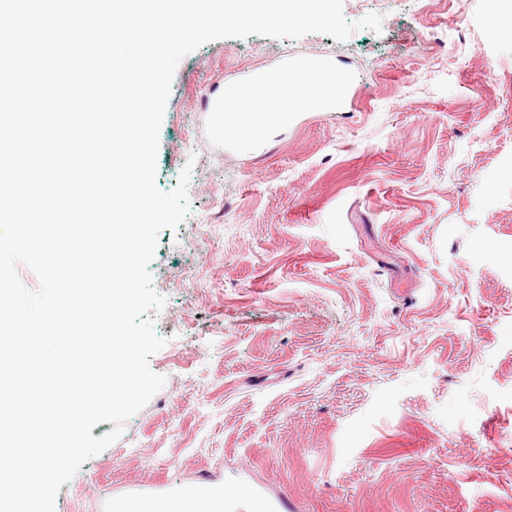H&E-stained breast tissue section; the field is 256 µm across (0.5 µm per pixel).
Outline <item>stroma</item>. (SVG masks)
Here are the masks:
<instances>
[{"mask_svg":"<svg viewBox=\"0 0 512 512\" xmlns=\"http://www.w3.org/2000/svg\"><path fill=\"white\" fill-rule=\"evenodd\" d=\"M380 32L183 57L157 185L190 211L149 266L163 388L56 512H512V0H344ZM335 62L341 105L245 145L226 82Z\"/></svg>","mask_w":512,"mask_h":512,"instance_id":"1","label":"stroma"}]
</instances>
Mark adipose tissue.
I'll return each instance as SVG.
<instances>
[{"label":"adipose tissue","mask_w":512,"mask_h":512,"mask_svg":"<svg viewBox=\"0 0 512 512\" xmlns=\"http://www.w3.org/2000/svg\"><path fill=\"white\" fill-rule=\"evenodd\" d=\"M336 92L334 78L309 64L294 76H270L264 90L246 93L234 107L217 114L216 121L222 130L249 143L286 126L294 112L327 104Z\"/></svg>","instance_id":"obj_1"}]
</instances>
